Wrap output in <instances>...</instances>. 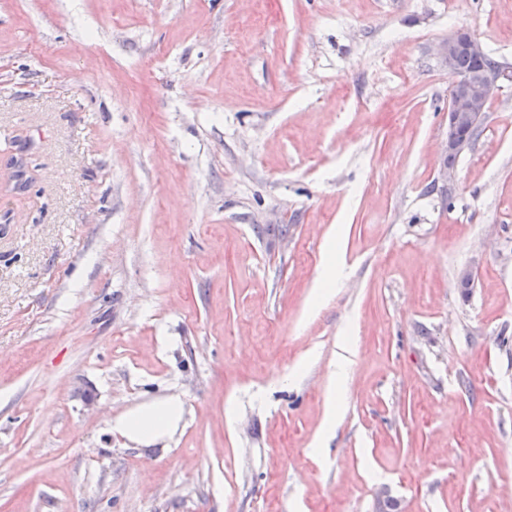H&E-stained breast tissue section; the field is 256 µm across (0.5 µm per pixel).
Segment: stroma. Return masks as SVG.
Returning <instances> with one entry per match:
<instances>
[{
	"mask_svg": "<svg viewBox=\"0 0 512 512\" xmlns=\"http://www.w3.org/2000/svg\"><path fill=\"white\" fill-rule=\"evenodd\" d=\"M460 30L512 68V0H0V512H512V81L441 193ZM343 267L336 261V249L331 248L326 259L315 292L312 308H319L330 296L336 280L342 275ZM350 349L352 351V345L350 344L348 337H345L344 344L342 347L344 353L340 354V359H338L336 363V371L333 377L331 378L330 386L328 388L327 393L329 405L327 425L328 428H331L336 424V415L340 413L343 394L342 383L344 381L348 365L351 362V359L348 355L351 353ZM184 417L183 404L179 398L168 396L144 403L137 409L112 421H105L109 432H117L137 444L164 436H172L181 426Z\"/></svg>",
	"mask_w": 512,
	"mask_h": 512,
	"instance_id": "1",
	"label": "stroma"
}]
</instances>
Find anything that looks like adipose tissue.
Masks as SVG:
<instances>
[{
    "mask_svg": "<svg viewBox=\"0 0 512 512\" xmlns=\"http://www.w3.org/2000/svg\"><path fill=\"white\" fill-rule=\"evenodd\" d=\"M184 417L179 398L168 396L144 403L116 420L107 421L108 431L119 433L131 442L146 444L176 433Z\"/></svg>",
    "mask_w": 512,
    "mask_h": 512,
    "instance_id": "obj_1",
    "label": "adipose tissue"
}]
</instances>
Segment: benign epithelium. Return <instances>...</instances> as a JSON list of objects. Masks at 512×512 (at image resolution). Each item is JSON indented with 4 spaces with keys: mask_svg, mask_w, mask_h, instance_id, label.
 Masks as SVG:
<instances>
[{
    "mask_svg": "<svg viewBox=\"0 0 512 512\" xmlns=\"http://www.w3.org/2000/svg\"><path fill=\"white\" fill-rule=\"evenodd\" d=\"M475 57H484L486 52L480 41L465 31H459L448 37L443 45V56L448 71H453L455 58L459 53ZM504 79L512 80V71L495 67L480 77L453 85L448 97V137L445 154L460 155L471 146V140L460 134V128L473 125L481 119L493 99L499 83Z\"/></svg>",
    "mask_w": 512,
    "mask_h": 512,
    "instance_id": "obj_1",
    "label": "benign epithelium"
}]
</instances>
